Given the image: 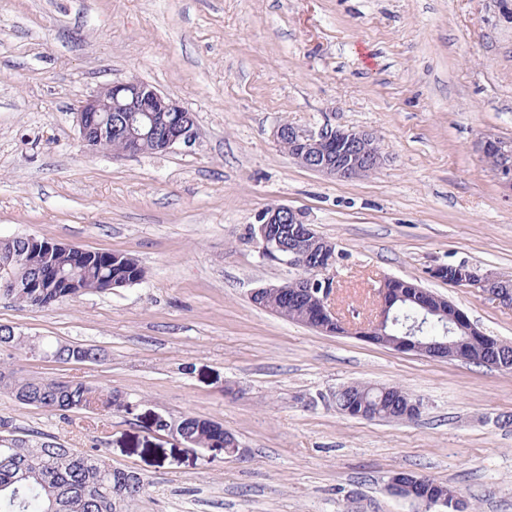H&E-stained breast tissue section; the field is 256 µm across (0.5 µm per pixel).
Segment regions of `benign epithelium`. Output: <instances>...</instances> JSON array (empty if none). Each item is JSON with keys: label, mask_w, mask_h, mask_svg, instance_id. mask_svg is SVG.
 Returning <instances> with one entry per match:
<instances>
[{"label": "benign epithelium", "mask_w": 512, "mask_h": 512, "mask_svg": "<svg viewBox=\"0 0 512 512\" xmlns=\"http://www.w3.org/2000/svg\"><path fill=\"white\" fill-rule=\"evenodd\" d=\"M101 112L119 113L116 124L100 122L98 115ZM76 125L83 146L90 152L102 151V145L112 134H123L127 148L116 153L118 157L139 154L142 142L149 138L158 142L161 151L166 153L178 145L191 143L195 134L194 115L189 110L139 80L101 87L81 102L76 112ZM273 136L279 144L288 142V156L299 165L336 179L366 176L383 162L375 136L367 131L329 127L312 131L284 122L274 129ZM478 149L484 157H495L497 165L493 174L503 187L512 191V141L487 134L480 138ZM251 235L266 259L289 264L296 254L305 252L322 260L309 275L299 276L290 283L284 281L256 289L251 300H259L269 293L286 298L292 293L307 301L315 331L326 335H354L377 344L386 327L397 323L395 302L407 298L418 306L420 316L413 323L402 325V335L394 337L390 343L392 349L469 362L477 353L488 367L512 368V361L499 355L493 338L478 329L464 310L448 298L401 278H388L380 284L376 290L374 318L354 325L345 322L336 313L334 280L327 275L333 268L334 245L320 237L312 225L305 223L300 212L284 205L267 209L251 226ZM448 285L478 289L512 307V280L496 273L463 265ZM434 316H444L448 321L444 338L432 343L419 341L417 334ZM388 488L392 494L413 502L423 512L436 508L441 512H463L464 509L459 497L448 501L419 497L415 484L397 474L390 477Z\"/></svg>", "instance_id": "benign-epithelium-1"}]
</instances>
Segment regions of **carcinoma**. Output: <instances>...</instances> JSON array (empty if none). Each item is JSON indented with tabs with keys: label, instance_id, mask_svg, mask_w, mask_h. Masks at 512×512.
Here are the masks:
<instances>
[{
	"label": "carcinoma",
	"instance_id": "cac0c4a2",
	"mask_svg": "<svg viewBox=\"0 0 512 512\" xmlns=\"http://www.w3.org/2000/svg\"><path fill=\"white\" fill-rule=\"evenodd\" d=\"M51 249H36L26 237L0 243V283L9 280L12 288H1L6 296L23 306L50 309L54 305L92 292H103V282L129 286L139 282L145 271L130 254L91 251L80 261L63 247L43 240ZM53 265L77 282L75 288H56L47 283L44 272ZM263 308L296 323H304L308 308L297 298L283 301L278 296L263 300ZM37 346L61 363L95 362L99 349L92 345L44 342L23 336L14 328L0 325V349H27ZM0 393L21 405L66 414L92 413L110 416L130 411L132 402L120 391L70 380L60 386L50 380L24 378L0 366ZM358 402L381 420H405L403 398L414 395L401 389V395L383 394L370 383L358 384ZM0 422V512H116L117 496L135 497L144 493L147 483L135 472L112 467L99 449L81 451L69 448L55 437L18 436ZM188 444L197 448L224 447V426L209 419L186 416L168 422ZM423 491L429 497L452 496L450 487L424 477Z\"/></svg>",
	"mask_w": 512,
	"mask_h": 512
}]
</instances>
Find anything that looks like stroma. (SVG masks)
Wrapping results in <instances>:
<instances>
[{
    "instance_id": "obj_1",
    "label": "stroma",
    "mask_w": 512,
    "mask_h": 512,
    "mask_svg": "<svg viewBox=\"0 0 512 512\" xmlns=\"http://www.w3.org/2000/svg\"><path fill=\"white\" fill-rule=\"evenodd\" d=\"M132 77L193 113L192 145L83 149L78 106ZM285 121L370 131L385 162L352 180L305 169L273 138ZM486 131L512 140V0H0V238L128 253L145 271L48 310L0 297V324L106 354L1 364L118 389L133 409L62 416L0 395V419L139 473L146 493L117 512H417L390 493L396 471L512 512V371L324 335L250 300L298 274L249 234L285 205L335 244L342 319L372 318L398 277L512 343V307L428 275L512 277V194L476 149ZM353 382L402 385L425 409L343 415L333 394ZM187 415L222 423L239 455L154 427Z\"/></svg>"
}]
</instances>
